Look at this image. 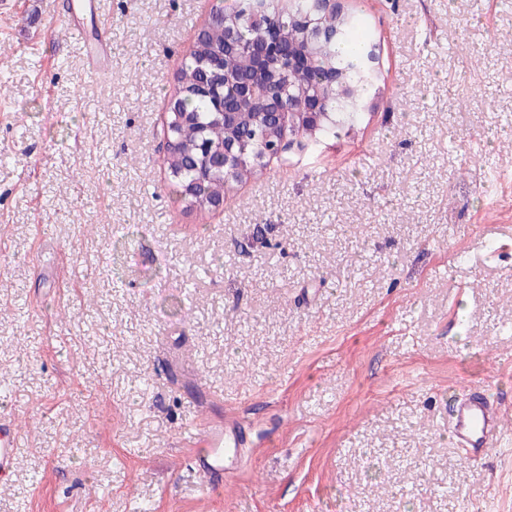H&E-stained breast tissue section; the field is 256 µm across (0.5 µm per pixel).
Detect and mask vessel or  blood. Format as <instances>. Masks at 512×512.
Masks as SVG:
<instances>
[{
  "instance_id": "1",
  "label": "vessel or blood",
  "mask_w": 512,
  "mask_h": 512,
  "mask_svg": "<svg viewBox=\"0 0 512 512\" xmlns=\"http://www.w3.org/2000/svg\"><path fill=\"white\" fill-rule=\"evenodd\" d=\"M502 411L486 394L472 392L451 406L450 428L456 442L471 455H486L497 440ZM19 431L13 417L0 419V476H8L16 462ZM246 443L245 430L237 423L203 422L198 434L188 441L189 456L205 488L220 493L224 477L237 469Z\"/></svg>"
}]
</instances>
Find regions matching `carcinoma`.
<instances>
[{
    "mask_svg": "<svg viewBox=\"0 0 512 512\" xmlns=\"http://www.w3.org/2000/svg\"><path fill=\"white\" fill-rule=\"evenodd\" d=\"M373 36L363 19L326 0H237L234 9H215L197 33L171 96V111L192 119L176 128L178 155L167 159L188 202L206 211L231 184L263 170L259 157L272 150L280 132L261 113L270 104L307 111L323 102L319 117L305 123L306 146L333 141L353 131L364 101L375 87L366 65ZM239 113L226 123L219 106ZM237 145L233 174L216 155Z\"/></svg>",
    "mask_w": 512,
    "mask_h": 512,
    "instance_id": "1",
    "label": "carcinoma"
}]
</instances>
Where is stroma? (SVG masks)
I'll list each match as a JSON object with an SVG mask.
<instances>
[{"mask_svg": "<svg viewBox=\"0 0 512 512\" xmlns=\"http://www.w3.org/2000/svg\"><path fill=\"white\" fill-rule=\"evenodd\" d=\"M78 3L0 0V512H512V416L481 459L448 427L471 388L512 413V0H346L362 123L206 212L168 103L235 0ZM206 417L248 434L218 496ZM19 431L12 416L0 420V476H8L16 462Z\"/></svg>", "mask_w": 512, "mask_h": 512, "instance_id": "stroma-1", "label": "stroma"}]
</instances>
